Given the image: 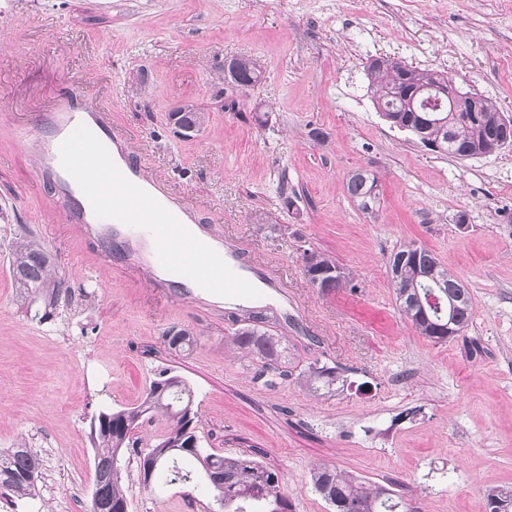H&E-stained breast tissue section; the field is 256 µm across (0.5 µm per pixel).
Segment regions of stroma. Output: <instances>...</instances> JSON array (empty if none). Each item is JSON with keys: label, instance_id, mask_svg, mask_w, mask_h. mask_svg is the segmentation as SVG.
<instances>
[{"label": "stroma", "instance_id": "obj_1", "mask_svg": "<svg viewBox=\"0 0 512 512\" xmlns=\"http://www.w3.org/2000/svg\"><path fill=\"white\" fill-rule=\"evenodd\" d=\"M240 56L263 79L231 91L230 111L213 83ZM379 56L441 71L512 116V0H0V451L24 443L43 461L39 494L0 512H88L91 421L139 403L167 368L193 390L203 447L280 471L293 512H330L310 480L321 464L418 512H484L489 489L512 486V147L465 160L428 151L375 108L364 66ZM66 91L111 112L148 175L202 219L220 216L217 232L286 279L268 329L288 355L266 380L232 344L244 305L130 278L102 234H76L59 215L37 148L13 130ZM186 102L208 116L189 139L168 120ZM315 127L324 139H311ZM359 169L378 178L372 215L346 192ZM259 211L286 233L268 239ZM30 231L71 287L45 323L26 316L9 268ZM412 242L470 292L472 319L452 340L420 336L395 304L388 258ZM307 249L335 257L354 289L311 287ZM173 325L192 332L191 351L165 345ZM315 361L347 386H302ZM167 426L155 412L130 435L128 512L210 501L140 483L135 452Z\"/></svg>", "mask_w": 512, "mask_h": 512}]
</instances>
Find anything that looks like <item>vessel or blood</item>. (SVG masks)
<instances>
[{
  "instance_id": "b4317fda",
  "label": "vessel or blood",
  "mask_w": 512,
  "mask_h": 512,
  "mask_svg": "<svg viewBox=\"0 0 512 512\" xmlns=\"http://www.w3.org/2000/svg\"><path fill=\"white\" fill-rule=\"evenodd\" d=\"M41 121L56 128L59 135L58 141L41 143L39 129L35 126L24 129L20 138L24 141L40 142L46 158V172H53L60 164L61 139L67 138L78 125H86L104 144L108 152L122 154L121 172L128 180L137 186L148 187L150 195L165 201L172 213L178 215L181 223H197V209L187 198L172 193L162 180L145 179L141 161L127 153V133L113 122L110 113L92 104H79L63 96L57 99L52 112L42 116ZM218 247L220 257L236 275L251 283H261L280 297H287V282L268 267L255 263L250 256L246 255L238 240H220Z\"/></svg>"
}]
</instances>
